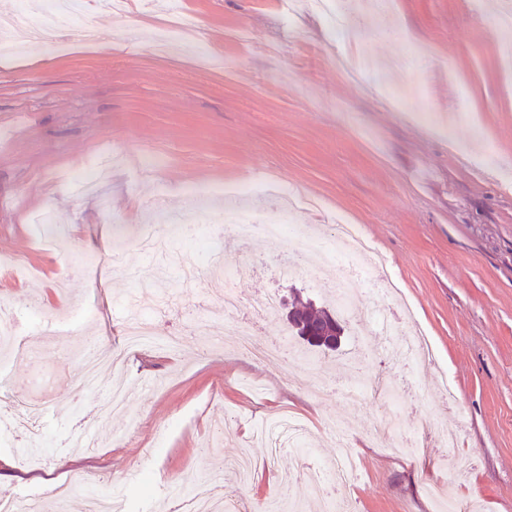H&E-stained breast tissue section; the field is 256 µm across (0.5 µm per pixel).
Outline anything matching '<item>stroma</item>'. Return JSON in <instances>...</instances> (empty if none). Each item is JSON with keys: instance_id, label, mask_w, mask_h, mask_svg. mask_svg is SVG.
<instances>
[{"instance_id": "obj_1", "label": "stroma", "mask_w": 512, "mask_h": 512, "mask_svg": "<svg viewBox=\"0 0 512 512\" xmlns=\"http://www.w3.org/2000/svg\"><path fill=\"white\" fill-rule=\"evenodd\" d=\"M292 2L286 11L280 0H184L195 26L172 53L155 43L171 0L147 9L129 0L120 16L85 0L97 34L90 47L70 30L63 51L50 54L0 40V301L45 321L90 314L70 335L25 337L34 359L5 372L0 414L52 406L36 423L40 463L18 443L0 444L9 490L50 500L81 472L124 512H179L213 455L233 457L256 424L286 411L308 426V460L271 459L254 444L250 475L227 476L224 490L254 502L281 492L300 512H324L305 468L335 463L347 447L357 471L345 494L357 512H437L432 485L473 512H512V69L500 58L512 33L496 20L500 0H392L390 11L365 8L343 28L311 0ZM197 43L222 65H203ZM403 49L402 78L419 89L411 111L376 80ZM106 149L118 158L108 177L74 191L68 175ZM143 155L157 166L141 169ZM249 186L267 192L239 196ZM281 186L297 200L292 224L328 240L337 220L360 226L432 342L435 363L421 368L424 386L414 391L407 364L380 353L362 361L360 374L399 391L398 432L378 435L373 398L353 406L335 393L355 380L342 363L355 341L376 335L377 295L346 319L340 349L324 354L292 336L287 364L259 363L224 334L225 288L324 306L333 269L289 270L284 244L256 237L219 244L213 260L231 280L208 271L186 282L179 271L195 260L190 240L155 258L137 246L155 204L204 238L211 228L190 190L223 189L214 214L233 206L260 223L278 209ZM102 196L112 219L98 212ZM44 210L65 247L33 238L32 217ZM117 250L127 267L159 266L150 286L113 269ZM145 306L156 335L179 337L180 347H142L121 371L81 388L85 343L121 349L127 318ZM116 378L128 403L108 412ZM443 379L457 394L454 448L427 426ZM409 437L412 451H388Z\"/></svg>"}]
</instances>
